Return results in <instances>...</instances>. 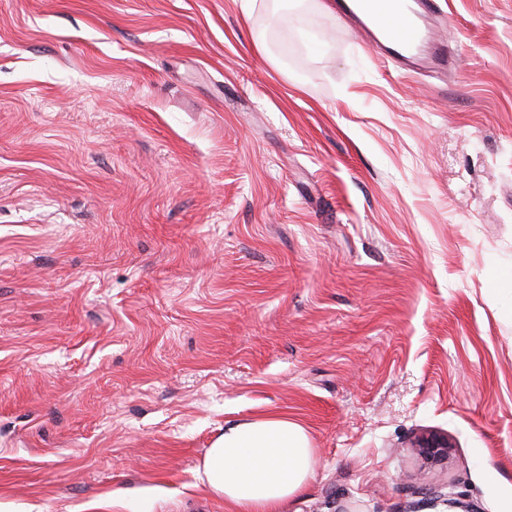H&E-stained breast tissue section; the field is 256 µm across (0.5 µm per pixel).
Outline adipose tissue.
<instances>
[{"mask_svg":"<svg viewBox=\"0 0 512 512\" xmlns=\"http://www.w3.org/2000/svg\"><path fill=\"white\" fill-rule=\"evenodd\" d=\"M203 474L231 512H283L313 475L309 437L285 415L236 423L208 448Z\"/></svg>","mask_w":512,"mask_h":512,"instance_id":"1","label":"adipose tissue"}]
</instances>
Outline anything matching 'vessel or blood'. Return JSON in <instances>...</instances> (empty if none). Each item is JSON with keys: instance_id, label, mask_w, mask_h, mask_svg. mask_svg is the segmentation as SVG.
Segmentation results:
<instances>
[{"instance_id": "b4317fda", "label": "vessel or blood", "mask_w": 512, "mask_h": 512, "mask_svg": "<svg viewBox=\"0 0 512 512\" xmlns=\"http://www.w3.org/2000/svg\"><path fill=\"white\" fill-rule=\"evenodd\" d=\"M335 10L372 34L375 46L398 66H409L420 54L432 65L449 64L433 25L436 0H336Z\"/></svg>"}]
</instances>
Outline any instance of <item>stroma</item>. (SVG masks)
Instances as JSON below:
<instances>
[{
	"instance_id": "1",
	"label": "stroma",
	"mask_w": 512,
	"mask_h": 512,
	"mask_svg": "<svg viewBox=\"0 0 512 512\" xmlns=\"http://www.w3.org/2000/svg\"><path fill=\"white\" fill-rule=\"evenodd\" d=\"M400 73L330 0H0V512H512V0ZM434 430L453 446L428 459ZM203 474L231 512H283L313 475L309 437L287 415L236 423L207 449Z\"/></svg>"
}]
</instances>
